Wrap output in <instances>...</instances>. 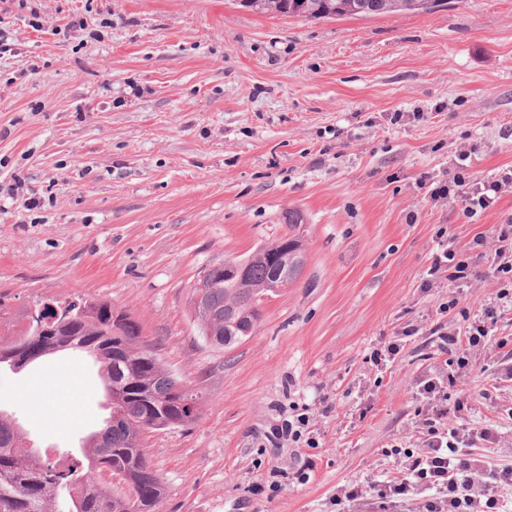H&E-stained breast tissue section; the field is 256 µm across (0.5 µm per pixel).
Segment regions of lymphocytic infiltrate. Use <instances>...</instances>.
<instances>
[{
  "label": "lymphocytic infiltrate",
  "instance_id": "1",
  "mask_svg": "<svg viewBox=\"0 0 512 512\" xmlns=\"http://www.w3.org/2000/svg\"><path fill=\"white\" fill-rule=\"evenodd\" d=\"M471 154V148L460 149L452 177L430 192L435 202L459 198L468 216L512 193V168L488 180L476 179L466 166ZM435 239L436 251L425 271L424 285L431 289L445 282L454 288V295L439 297L437 311L459 314L466 330L441 333L440 340L443 346L457 344L461 350L449 368L439 369L424 384L428 402L416 412L420 434L416 446L390 448V455L401 460L397 476L343 489L336 503L352 505L374 495L381 512H393L411 500L419 512H512V504L502 494L503 488H512V465H492L474 452L479 442L494 440V433L488 429L476 433L465 422L448 421L449 411L464 408L462 401H450L449 388L469 372L477 355L512 343L489 337L491 324L512 312V216L495 225L491 234H478L463 245L456 244L444 226L438 228ZM484 265L489 266L496 287L473 315L461 308L456 291L480 278Z\"/></svg>",
  "mask_w": 512,
  "mask_h": 512
}]
</instances>
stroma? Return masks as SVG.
I'll use <instances>...</instances> for the list:
<instances>
[{"label":"stroma","mask_w":512,"mask_h":512,"mask_svg":"<svg viewBox=\"0 0 512 512\" xmlns=\"http://www.w3.org/2000/svg\"><path fill=\"white\" fill-rule=\"evenodd\" d=\"M464 143L475 178L512 165V0L335 20L236 0H0V293L16 313L110 300L202 393L193 424L145 440L161 512H336L342 488L395 472L383 451L416 440L420 384L445 364L434 331L453 318L422 287L437 225L463 244L512 215V194L468 219L420 186ZM17 180L38 208L4 195ZM291 212L301 277L252 336L210 344L191 287ZM410 324L420 335L402 338ZM461 387L470 427L500 437L480 454L512 462L499 358ZM296 407L312 444L271 441ZM0 408L66 462L110 414L80 351L1 371Z\"/></svg>","instance_id":"1"}]
</instances>
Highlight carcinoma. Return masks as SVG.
I'll return each mask as SVG.
<instances>
[{
    "mask_svg": "<svg viewBox=\"0 0 512 512\" xmlns=\"http://www.w3.org/2000/svg\"><path fill=\"white\" fill-rule=\"evenodd\" d=\"M257 13L305 19L420 14L436 10L439 0H237ZM300 239L285 233L251 254L248 280L224 276V264L210 266L192 289L189 304L202 335L229 348L243 336L224 335L228 310L253 332L262 321V303L279 295L301 276L293 262ZM66 313L48 321L28 322L18 313L0 329V365L13 372L63 350L77 349L101 364L111 401L110 417L88 436L83 457L66 467L49 455L20 450L23 433L14 418L0 411V512H157L165 489L145 448L144 434L193 423L202 395L168 370L142 338L132 315L90 295L65 302ZM107 468L119 476L108 490L96 479Z\"/></svg>",
    "mask_w": 512,
    "mask_h": 512,
    "instance_id": "obj_1",
    "label": "carcinoma"
}]
</instances>
